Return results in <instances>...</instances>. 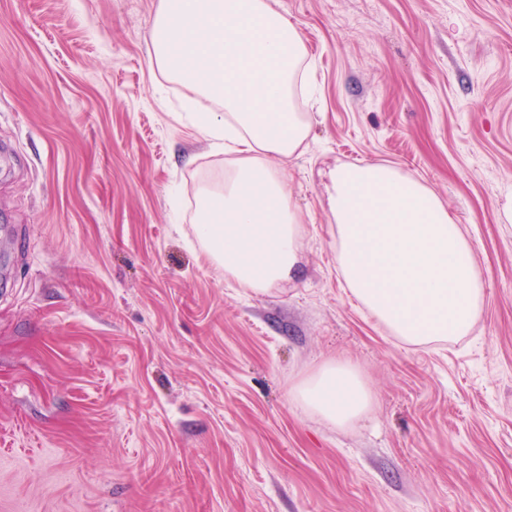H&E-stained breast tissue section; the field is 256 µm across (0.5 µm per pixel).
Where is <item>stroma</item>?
<instances>
[{"label": "stroma", "mask_w": 512, "mask_h": 512, "mask_svg": "<svg viewBox=\"0 0 512 512\" xmlns=\"http://www.w3.org/2000/svg\"><path fill=\"white\" fill-rule=\"evenodd\" d=\"M307 48L295 283L193 231L224 154L149 62L158 0H0V512H512V0H271ZM389 163L464 227L473 332L398 341L336 270L320 174ZM373 391L339 429L290 384ZM290 399L305 410L344 429L362 420L373 397L359 371L350 363L327 360L296 379Z\"/></svg>", "instance_id": "obj_1"}]
</instances>
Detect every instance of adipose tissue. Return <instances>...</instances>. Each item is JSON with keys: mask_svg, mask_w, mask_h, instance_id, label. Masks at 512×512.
Wrapping results in <instances>:
<instances>
[{"mask_svg": "<svg viewBox=\"0 0 512 512\" xmlns=\"http://www.w3.org/2000/svg\"><path fill=\"white\" fill-rule=\"evenodd\" d=\"M151 44L167 79L211 102L187 115L227 156L223 180L199 192L197 240L254 293L287 285L301 273L304 235L280 164L297 156L310 129L297 107L309 77L298 31L269 0H159ZM326 178L336 267L376 323L412 345L468 336L483 308L482 279L443 202L387 164L339 165ZM288 394L340 429L373 401L359 371L333 359Z\"/></svg>", "mask_w": 512, "mask_h": 512, "instance_id": "adipose-tissue-1", "label": "adipose tissue"}]
</instances>
